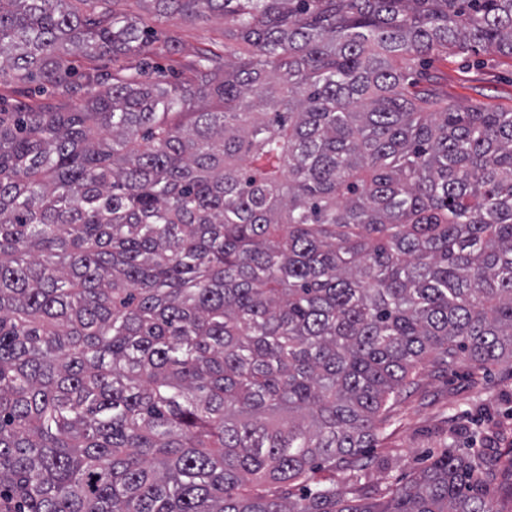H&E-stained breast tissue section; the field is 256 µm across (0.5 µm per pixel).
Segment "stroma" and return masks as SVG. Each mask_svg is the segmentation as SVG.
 Wrapping results in <instances>:
<instances>
[{
	"label": "stroma",
	"instance_id": "1",
	"mask_svg": "<svg viewBox=\"0 0 512 512\" xmlns=\"http://www.w3.org/2000/svg\"><path fill=\"white\" fill-rule=\"evenodd\" d=\"M150 23L179 44L177 54L155 57L156 66L165 70L179 68L201 42L220 38L224 30L218 16L196 24L154 16ZM421 83L439 89L452 109L512 111V56L451 54L434 60ZM393 415L385 439L367 451L373 461L369 485L381 491L405 485L447 448L474 447L480 431L492 437L491 453L498 460L486 486L497 512H512L511 362L480 368L462 359L440 369L423 365Z\"/></svg>",
	"mask_w": 512,
	"mask_h": 512
}]
</instances>
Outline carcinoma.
I'll return each mask as SVG.
<instances>
[{
    "label": "carcinoma",
    "mask_w": 512,
    "mask_h": 512,
    "mask_svg": "<svg viewBox=\"0 0 512 512\" xmlns=\"http://www.w3.org/2000/svg\"><path fill=\"white\" fill-rule=\"evenodd\" d=\"M120 0H0V512H496L481 448L356 479L420 364L512 362V0H149L224 18L150 71ZM93 62L72 81V57ZM434 85L452 109L512 111V56L498 53L435 59L420 86Z\"/></svg>",
    "instance_id": "carcinoma-1"
}]
</instances>
